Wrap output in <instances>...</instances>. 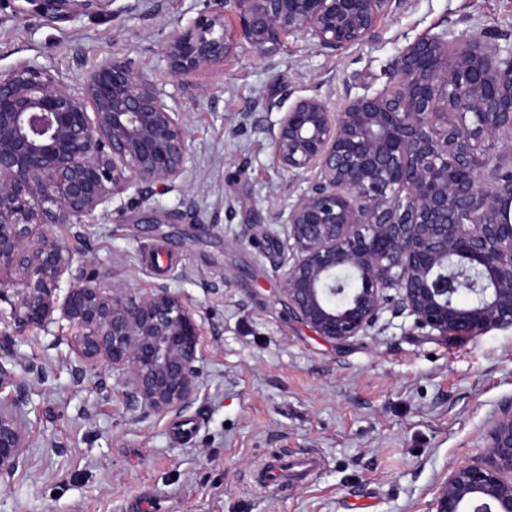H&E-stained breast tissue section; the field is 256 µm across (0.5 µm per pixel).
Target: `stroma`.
<instances>
[{
    "mask_svg": "<svg viewBox=\"0 0 512 512\" xmlns=\"http://www.w3.org/2000/svg\"><path fill=\"white\" fill-rule=\"evenodd\" d=\"M206 0H115L114 16L56 19L0 0V70L39 64L71 90L107 57L133 60L183 112L182 176L142 199L128 190L81 226L58 224L74 271L147 291L165 283L202 323L198 391L180 412L134 406L119 372L75 375L66 322L18 328L0 291V362L13 370L29 446L0 480V512H429L453 465L477 458L487 422L512 404V328L444 338L387 302L344 344L288 309L273 253L311 179L277 166L272 142L294 99L334 111L380 92L403 47L426 33L494 37L512 54V0H404L362 44L335 53L307 36L271 58L241 47L218 71L172 76L166 41ZM175 224H140L148 209ZM197 423L181 438L182 421ZM313 453L305 480L263 485L271 453Z\"/></svg>",
    "mask_w": 512,
    "mask_h": 512,
    "instance_id": "35a3bbf8",
    "label": "stroma"
}]
</instances>
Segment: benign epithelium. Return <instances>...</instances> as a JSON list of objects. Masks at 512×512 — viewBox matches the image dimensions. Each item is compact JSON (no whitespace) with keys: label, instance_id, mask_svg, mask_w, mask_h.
Returning a JSON list of instances; mask_svg holds the SVG:
<instances>
[{"label":"benign epithelium","instance_id":"obj_1","mask_svg":"<svg viewBox=\"0 0 512 512\" xmlns=\"http://www.w3.org/2000/svg\"><path fill=\"white\" fill-rule=\"evenodd\" d=\"M53 18L113 13L116 0H38ZM401 0H212L164 45L175 76L212 70L241 45L260 58L298 34L340 52L369 38ZM231 14L236 25L228 27ZM129 59L107 58L77 92L50 70L0 71V288L20 327L65 320L81 373L126 375L142 408L180 411L197 390L202 325L168 286L140 293L95 273L57 290L74 254L51 230L86 224L130 188L184 172L183 113ZM273 158L313 178L285 220L282 292L319 336L342 344L387 300L420 328L477 337L512 327V55L481 38L427 33L392 63L385 88L339 113L295 99ZM477 295L470 305L461 293ZM28 448L0 404V476ZM430 512H512V405L490 421L481 454L448 470Z\"/></svg>","mask_w":512,"mask_h":512}]
</instances>
